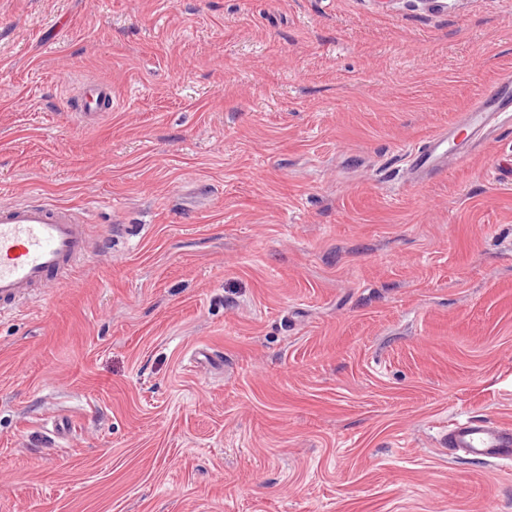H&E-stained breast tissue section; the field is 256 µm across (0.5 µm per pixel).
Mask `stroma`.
<instances>
[{
  "label": "stroma",
  "mask_w": 512,
  "mask_h": 512,
  "mask_svg": "<svg viewBox=\"0 0 512 512\" xmlns=\"http://www.w3.org/2000/svg\"><path fill=\"white\" fill-rule=\"evenodd\" d=\"M509 70L505 0H0V203L98 242L0 323V512H512L440 445L512 424V121L404 157ZM76 112H82L85 118H92L99 112H109L112 109V93L110 89L97 81L89 80L82 84L79 95L75 99ZM450 135H442L432 138L418 148H410L406 151L410 170L413 173V182L428 174L432 169L448 159V154H454L458 160H462L466 152H459L448 148Z\"/></svg>",
  "instance_id": "1"
}]
</instances>
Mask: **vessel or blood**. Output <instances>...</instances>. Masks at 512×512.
<instances>
[{"instance_id": "obj_1", "label": "vessel or blood", "mask_w": 512, "mask_h": 512, "mask_svg": "<svg viewBox=\"0 0 512 512\" xmlns=\"http://www.w3.org/2000/svg\"><path fill=\"white\" fill-rule=\"evenodd\" d=\"M76 109L92 118L112 109L110 89L97 81L82 84ZM512 112V73L478 100L464 123L480 136L493 116ZM442 135L407 150L414 178H421L449 154ZM92 252L89 226L75 208L33 197L21 204L0 205V319L49 288L66 284L78 264ZM449 455L481 462H512V426L490 418L464 417L452 421L441 437Z\"/></svg>"}]
</instances>
